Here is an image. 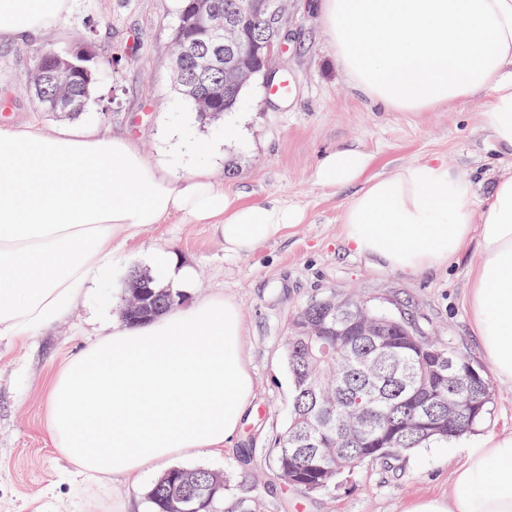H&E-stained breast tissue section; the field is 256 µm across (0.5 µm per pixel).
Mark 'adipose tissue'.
Listing matches in <instances>:
<instances>
[{"label":"adipose tissue","mask_w":512,"mask_h":512,"mask_svg":"<svg viewBox=\"0 0 512 512\" xmlns=\"http://www.w3.org/2000/svg\"><path fill=\"white\" fill-rule=\"evenodd\" d=\"M69 8L70 0H0V44L50 27ZM319 10L356 90L395 112L488 94L482 124L512 150V0H321ZM370 164L361 151L337 149L317 168L323 186H358L341 214L346 244L422 273L477 240L470 322L493 376L512 381V169L477 208L472 183L440 159L374 175ZM176 214L213 225L237 254L301 219L199 172L171 177L131 139L93 123L0 124V340L57 322L111 273L113 244ZM147 264L157 286L188 288L178 254ZM243 333L238 304L221 295L141 325L113 321L56 375L52 436L79 474L98 480L223 450L256 397ZM454 485L451 497L419 499L406 512H512V432L468 449Z\"/></svg>","instance_id":"1"}]
</instances>
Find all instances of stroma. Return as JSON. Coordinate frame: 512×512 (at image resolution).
I'll return each instance as SVG.
<instances>
[{"label": "stroma", "instance_id": "stroma-1", "mask_svg": "<svg viewBox=\"0 0 512 512\" xmlns=\"http://www.w3.org/2000/svg\"><path fill=\"white\" fill-rule=\"evenodd\" d=\"M179 0H71L52 26L19 45L0 46V92L10 94V120L51 127L60 114L43 112L18 89L39 51H70L92 30L96 80L80 119L132 139L164 171L180 177L204 169L251 202L277 200L303 218L281 238L242 255L226 253L212 225L177 215L115 250L112 277L92 289L68 315L23 342L0 341V512H147L146 493L162 467L116 481L74 476L48 428V385L70 358L119 317L129 273L155 252L178 253L195 279L186 302L213 294L239 303L245 342L258 381L250 418L218 455H185L177 467L224 473L233 491H250L264 512H404L423 497H450L452 474L467 449L512 430V382H495L496 400L479 430L448 444L420 448L384 469L366 465L343 475L333 498L307 493L277 478L270 448L288 423L291 385L284 364L288 318L311 299L359 289L373 308L441 337L479 368H486L466 310L470 272L479 262L466 244L448 267L419 275L392 270L345 243L340 216L355 186L329 189L316 179L323 156L335 149L369 155L377 174L437 157L476 184V203L490 196L498 170L512 156L495 150L483 129L486 95L427 112H390L357 96L336 62L313 0H288L285 49L279 60L291 92L270 96L264 79L242 93L230 114L192 118V102L171 76V38ZM235 118L243 134L228 138ZM188 127L199 142L222 143L198 158L170 151L172 129Z\"/></svg>", "mask_w": 512, "mask_h": 512}]
</instances>
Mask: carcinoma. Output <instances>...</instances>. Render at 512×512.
Here are the masks:
<instances>
[{"label":"carcinoma","mask_w":512,"mask_h":512,"mask_svg":"<svg viewBox=\"0 0 512 512\" xmlns=\"http://www.w3.org/2000/svg\"><path fill=\"white\" fill-rule=\"evenodd\" d=\"M266 16L253 14L242 20L247 36H259ZM70 85L72 95L87 101L93 81L75 70L67 77L29 86L37 106L54 111L57 82ZM152 303L142 312L122 311V319L141 322L176 309L182 294L150 288ZM362 310L380 324L388 346L374 336L355 337L341 353L319 352L323 343L336 344V335L348 330L350 312ZM324 335H312L313 326ZM285 366L292 386L288 425L271 448L274 471L285 483L305 491L331 495L346 471L365 466H387L417 448L446 444L473 433L495 401L491 381L471 387L457 384L448 373L464 372L470 359L434 337L422 336L402 318L374 312L357 295L339 305L336 294L310 300L288 322ZM432 384V399L468 407L462 426L448 434L424 432L406 442L395 436V425L414 404L419 381ZM224 474L207 468L175 467L162 473L147 493L150 512H218L230 495Z\"/></svg>","instance_id":"1"}]
</instances>
